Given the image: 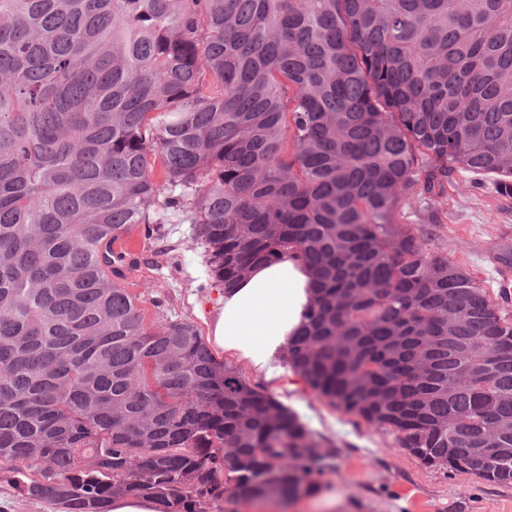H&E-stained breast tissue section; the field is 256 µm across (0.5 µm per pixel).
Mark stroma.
Returning a JSON list of instances; mask_svg holds the SVG:
<instances>
[{
	"label": "stroma",
	"mask_w": 512,
	"mask_h": 512,
	"mask_svg": "<svg viewBox=\"0 0 512 512\" xmlns=\"http://www.w3.org/2000/svg\"><path fill=\"white\" fill-rule=\"evenodd\" d=\"M396 221L424 232L430 248H448L489 297H496L497 268L512 262V197L500 194L492 179L457 171L441 198L401 203ZM190 235V225L174 218L162 225L160 238L143 240L132 290L143 298L147 320L187 319L205 328L216 291L204 250L192 245ZM233 366L295 411L328 454L313 473L315 494L264 509L228 498L213 512H512V483L426 467L399 448L391 432L293 386L291 375L275 387L253 376L245 363Z\"/></svg>",
	"instance_id": "35a3bbf8"
}]
</instances>
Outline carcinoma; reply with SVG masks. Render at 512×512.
Returning <instances> with one entry per match:
<instances>
[{"mask_svg":"<svg viewBox=\"0 0 512 512\" xmlns=\"http://www.w3.org/2000/svg\"><path fill=\"white\" fill-rule=\"evenodd\" d=\"M457 169L512 195V0H0V480L60 512L316 490L322 441L126 288L114 241L178 216L224 289L311 266L283 366L318 398L511 483L512 318L395 218ZM156 504L146 497H120L112 500L110 512H157Z\"/></svg>","mask_w":512,"mask_h":512,"instance_id":"obj_1","label":"carcinoma"}]
</instances>
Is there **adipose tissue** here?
Listing matches in <instances>:
<instances>
[{
    "instance_id": "ef3b65f1",
    "label": "adipose tissue",
    "mask_w": 512,
    "mask_h": 512,
    "mask_svg": "<svg viewBox=\"0 0 512 512\" xmlns=\"http://www.w3.org/2000/svg\"><path fill=\"white\" fill-rule=\"evenodd\" d=\"M313 275L295 254L257 265L217 299L209 339L220 351L273 380L289 337L312 302Z\"/></svg>"
}]
</instances>
